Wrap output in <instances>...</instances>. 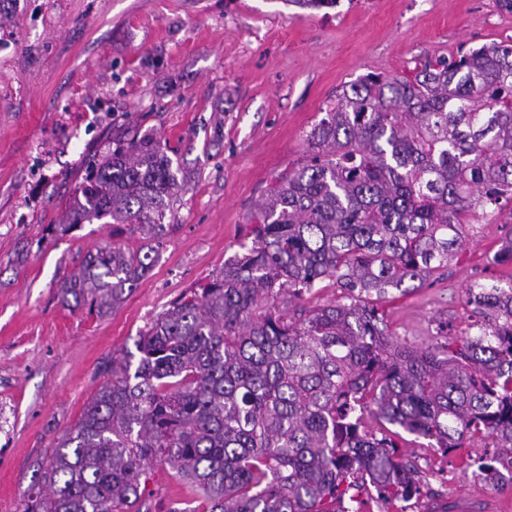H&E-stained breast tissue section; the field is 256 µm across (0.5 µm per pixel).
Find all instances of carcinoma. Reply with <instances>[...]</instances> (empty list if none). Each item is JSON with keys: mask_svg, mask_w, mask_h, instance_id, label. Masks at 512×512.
Listing matches in <instances>:
<instances>
[{"mask_svg": "<svg viewBox=\"0 0 512 512\" xmlns=\"http://www.w3.org/2000/svg\"><path fill=\"white\" fill-rule=\"evenodd\" d=\"M307 160L276 179L243 252L175 300L112 359V378L37 463L23 512H140L142 477L169 468L202 512H338L351 491L410 500L422 479L396 437L448 456L495 448L480 476L512 485V287L475 282L473 333L399 342L371 298L423 287L464 249L477 211L512 208V44L427 60L410 78L366 75L306 135ZM147 138L89 167L63 235L112 219L149 239L182 186ZM489 262L512 265V237ZM149 253L87 252L61 306L108 314ZM332 279L340 297H306ZM371 414L390 428L365 430Z\"/></svg>", "mask_w": 512, "mask_h": 512, "instance_id": "1", "label": "carcinoma"}]
</instances>
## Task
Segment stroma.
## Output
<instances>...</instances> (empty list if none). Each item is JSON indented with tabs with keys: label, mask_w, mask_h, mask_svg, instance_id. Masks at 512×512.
Masks as SVG:
<instances>
[{
	"label": "stroma",
	"mask_w": 512,
	"mask_h": 512,
	"mask_svg": "<svg viewBox=\"0 0 512 512\" xmlns=\"http://www.w3.org/2000/svg\"><path fill=\"white\" fill-rule=\"evenodd\" d=\"M512 43L497 0H339L320 11L284 0H0V512H22L34 464L80 417L172 301L239 252L274 177L306 160V135L342 86L408 77L460 47ZM143 137L167 144L183 190L149 273L106 316L63 308L61 280L106 243L147 250L123 224L50 233L90 164ZM469 242L428 285L378 300L392 333L462 338L474 282L512 283L488 263L512 214L476 217ZM421 495L361 493L344 512H512V487L475 475L472 442L454 457L408 436ZM152 512H195L174 472L141 486Z\"/></svg>",
	"instance_id": "stroma-1"
}]
</instances>
